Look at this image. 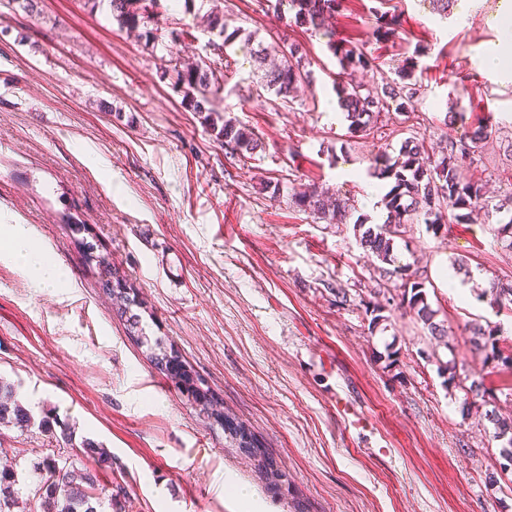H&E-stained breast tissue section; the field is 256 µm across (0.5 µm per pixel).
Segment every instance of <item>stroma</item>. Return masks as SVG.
<instances>
[{
	"instance_id": "stroma-1",
	"label": "stroma",
	"mask_w": 512,
	"mask_h": 512,
	"mask_svg": "<svg viewBox=\"0 0 512 512\" xmlns=\"http://www.w3.org/2000/svg\"><path fill=\"white\" fill-rule=\"evenodd\" d=\"M377 7L399 14V40L372 39ZM40 8L30 17L0 4V215L31 226L33 249L61 277L39 288L22 264L0 261V376L34 419L0 430V466L29 488L33 462L57 447L38 423L56 418L112 462L66 446L61 456L127 493L132 512H241L237 484L272 512H292L296 500L307 512H512V472L500 470L489 406L467 394L483 381L512 416V371L486 362L469 332L490 324L512 346V312L482 295L490 279L512 280L497 216L477 211L437 233L407 225L388 262L353 230L382 218L373 193L390 184L374 175L375 155L415 136L437 156L489 117L495 134L464 175L512 192V73L483 66L512 0H453L444 13L431 0H343L337 34L378 64L357 80L394 79L422 50L415 113H380L370 135L356 137L337 104L339 65L325 38L282 25L256 0H169L176 23L214 10L241 31L212 109L201 113L184 103L161 47L85 0ZM275 41L299 45L310 73L290 104L261 90L250 54ZM449 112L463 121L445 125ZM229 118L259 137L252 159L225 150L216 128ZM312 183L349 200L350 223L297 206ZM158 250L180 258L178 287L154 267ZM92 253L134 289L148 334L174 344L214 393L223 423L128 336ZM458 258L467 268L453 289L445 276ZM403 265L423 281L445 338L398 309ZM333 285L347 290L346 304ZM370 302L386 307L385 327H370ZM448 360L451 384L440 372ZM345 401L347 414L337 409ZM237 425L270 466L239 448L229 434Z\"/></svg>"
}]
</instances>
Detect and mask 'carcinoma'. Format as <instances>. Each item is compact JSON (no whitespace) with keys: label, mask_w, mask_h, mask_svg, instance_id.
<instances>
[{"label":"carcinoma","mask_w":512,"mask_h":512,"mask_svg":"<svg viewBox=\"0 0 512 512\" xmlns=\"http://www.w3.org/2000/svg\"><path fill=\"white\" fill-rule=\"evenodd\" d=\"M91 8L107 4V18L126 30H143L146 40L161 46L168 55H173L167 42L169 28L159 22L163 15L161 0H86ZM342 0H275L269 5L273 13L282 19H292L294 25L327 37V48L337 59L340 72L334 79L340 109L349 121V133H364L370 130L374 115L393 111L400 115L415 112L418 88L411 82L415 63L398 72V78L381 85L380 92H363L362 86L349 81L352 73L374 69L375 60L354 42L336 38L328 28V19L340 12ZM199 27L209 34V55L183 65L177 71L176 84L195 112H210V95L224 82V50L238 35V30H228L224 16L213 11L202 16ZM401 23L397 16L388 12L375 13V25L371 35L377 42L399 38ZM260 67L263 68L261 87L272 90L289 102V97L304 79L303 56L296 45L271 44L256 51ZM493 133L492 121L487 119L470 132L469 137L449 141L448 147L437 158H430L424 142L416 137L405 139L392 156L386 152L374 158L377 175L393 180L385 198V219L380 224H354L360 245L383 261L391 260L395 240L401 236L407 224H424L438 233L447 224H464L470 212L480 207L493 214L512 212V198L493 200L486 198L484 186L463 176L467 161L481 148V144ZM224 138V147L239 158L253 155L259 147V139L250 129L226 119L219 131ZM298 205L306 212L327 219L335 224H345L350 209L342 199L329 203L328 193L316 186H309L298 193ZM112 297L116 299L117 313L124 316L128 333L147 345L156 370L178 380L184 393L209 413L215 420L222 415L215 412V397L211 390L193 373L181 359L174 347L163 340L146 335L142 316L133 310L135 300L123 288V278L112 273ZM400 303L407 304L409 311L435 338L447 335L445 326L435 322L436 311L428 303L424 283L407 280L402 284ZM489 292L493 305L512 310V281L490 282ZM498 329L476 324L472 327L475 348L485 352L486 360L494 366L512 367V352L499 346ZM494 426L495 437L506 440L502 458L512 462V419L501 418L496 411L487 413ZM32 417L16 397L13 384L0 379V427L27 428ZM43 431L59 438L67 445L73 444V431L64 421L44 420L39 423ZM242 447L260 466L270 464V459L257 442L241 434ZM34 488L27 498H22L17 488L18 480L12 471H0V512H100L101 495L106 486L100 483L98 474L78 469L74 463L61 461L48 453L33 465Z\"/></svg>","instance_id":"cac0c4a2"}]
</instances>
